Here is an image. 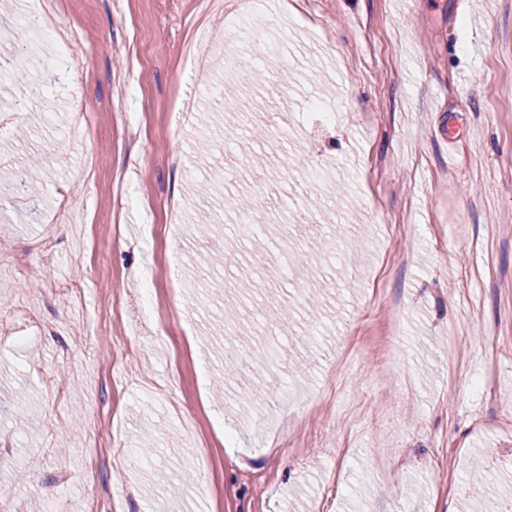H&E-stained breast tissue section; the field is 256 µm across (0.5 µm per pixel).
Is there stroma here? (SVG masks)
Returning a JSON list of instances; mask_svg holds the SVG:
<instances>
[{"label":"stroma","instance_id":"35a3bbf8","mask_svg":"<svg viewBox=\"0 0 512 512\" xmlns=\"http://www.w3.org/2000/svg\"><path fill=\"white\" fill-rule=\"evenodd\" d=\"M60 2L75 68L21 30L32 0L0 13L28 63L0 112V257L24 267L0 276L14 512H499L512 0H266L276 54L230 73L243 0L204 22L197 0ZM36 113L34 142L15 138ZM237 276L265 288L213 294ZM324 283L313 340L308 295ZM228 296L245 318L233 337ZM263 336L281 349L268 364L252 358Z\"/></svg>","mask_w":512,"mask_h":512}]
</instances>
